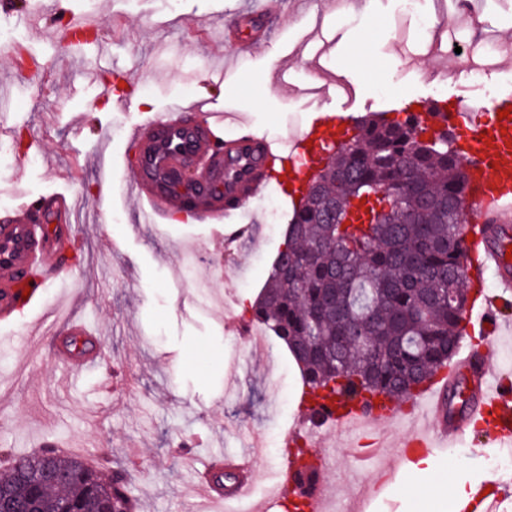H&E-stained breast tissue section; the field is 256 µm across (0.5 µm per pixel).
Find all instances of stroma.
<instances>
[{
	"label": "stroma",
	"instance_id": "35a3bbf8",
	"mask_svg": "<svg viewBox=\"0 0 512 512\" xmlns=\"http://www.w3.org/2000/svg\"><path fill=\"white\" fill-rule=\"evenodd\" d=\"M37 25L20 20L22 0H0V27L15 31L39 60L35 73H18L0 48V222L23 199L68 190L78 202L71 273L79 294L52 291L30 320L48 341L0 324V452L30 453L59 444L61 456L97 463L112 451L110 467L125 469L138 512H210L195 489L197 472L218 454H235L253 433L264 434L272 458L252 474L255 499L269 512H287L269 498L272 460H284V433L309 429L300 413V372L286 345L270 338L256 349L227 333V317L251 321V299L263 290L285 246L292 205L274 181L282 218L270 223L253 204L241 216L251 236L234 254L213 226L168 209L156 224L141 222L123 188L135 173L130 128L140 116L175 103L209 100L227 120L224 135L251 129L276 141L296 135L324 113L357 121L368 115L398 118L421 101L452 99L481 65L485 97L505 89L512 73V0H420L433 25L421 31L400 0H375L340 10L337 0H46ZM266 42L228 43L224 28L259 17ZM86 15L97 23V43L66 49L62 18ZM499 53H491L492 45ZM135 83L134 103L122 111L98 97L96 83ZM112 165L110 222L88 223L97 206L104 163ZM211 293L197 292L200 277ZM70 310L92 328L88 345L102 349L103 366L75 372L56 363L64 338L57 309ZM127 381L112 386L113 375ZM421 400L398 403V419L375 437L390 467L372 475L356 457L372 438L335 428L319 430L308 454L327 460V484L338 512H448L416 487L428 474L399 460L419 427ZM493 427L471 423L466 435L434 443L432 459L446 490L505 480L485 464L498 450Z\"/></svg>",
	"mask_w": 512,
	"mask_h": 512
}]
</instances>
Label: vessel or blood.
<instances>
[{"label":"vessel or blood","mask_w":512,"mask_h":512,"mask_svg":"<svg viewBox=\"0 0 512 512\" xmlns=\"http://www.w3.org/2000/svg\"><path fill=\"white\" fill-rule=\"evenodd\" d=\"M509 116L498 119L499 111ZM418 120L430 131L470 133L459 146L468 183L466 207L469 224L464 231V255L470 288H484L494 280L496 292L485 295L480 304H468L463 319L471 332L499 338L504 326L498 317L501 309L512 306V259L505 257V243L512 239V92L486 98L469 88H461L450 109L440 100L422 102ZM344 119L328 113L312 123L294 140L291 148L252 131L236 139L224 137V114L205 108L203 102L174 104L165 112L144 116L135 125L130 140L146 146L147 167L125 186V191L141 202L140 219L156 222L160 213L184 195L183 188L161 189L153 173L170 168L185 158H193L210 196L203 208L208 223L223 224L226 218L248 209V202L258 196L277 168L286 167L295 186H302L319 170L315 161L318 148L338 144ZM232 153L248 164L250 172L241 181H231L225 172L224 155ZM49 208L42 222L32 223L25 205H18L11 221L0 224V320L25 318L34 298L43 291L65 285L68 281L70 243L50 237V224L67 222L72 215L70 200L64 193L48 195ZM458 358L447 372L436 377L425 390V403L431 421L417 431L413 446L427 447L430 438L448 442L460 439L470 422L493 416L497 419L500 443L512 445V396L502 388V375L495 371L485 355L468 346L460 347ZM466 381V399L459 405L448 401L450 388ZM392 403L384 402L370 409L355 402L337 411L319 415V422L347 430L359 423L377 425L393 419ZM227 469L240 472L231 496H223L211 477L199 483L200 492L214 504L225 499H240L251 481L243 475L246 462L226 459ZM281 485L299 495L305 512H325L328 487L322 474H315L307 484H300L295 465L280 472ZM499 489L477 488L469 501L470 512H492L505 499Z\"/></svg>","instance_id":"b4317fda"}]
</instances>
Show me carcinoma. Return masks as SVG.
Instances as JSON below:
<instances>
[{
  "mask_svg": "<svg viewBox=\"0 0 512 512\" xmlns=\"http://www.w3.org/2000/svg\"><path fill=\"white\" fill-rule=\"evenodd\" d=\"M466 173L454 139H425L414 120L365 118L336 147L302 197L252 317L283 341L305 391L363 407L416 397L447 368L469 302L461 245ZM374 198L368 224H346L354 202ZM370 337L363 347L347 333ZM38 453L12 455L0 485L43 512L63 502L137 512L127 476L105 478L76 457L50 464L63 482L23 481Z\"/></svg>",
  "mask_w": 512,
  "mask_h": 512,
  "instance_id": "cac0c4a2",
  "label": "carcinoma"
}]
</instances>
